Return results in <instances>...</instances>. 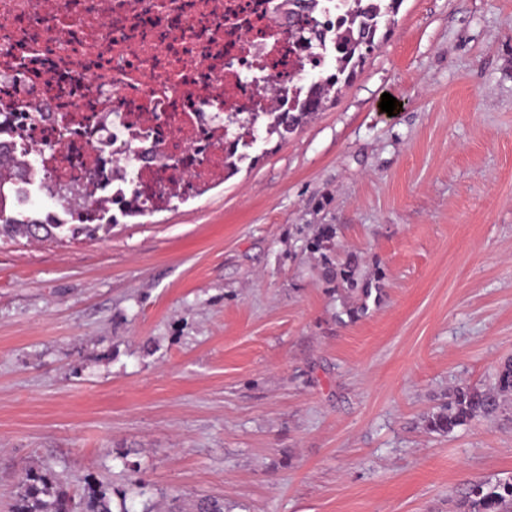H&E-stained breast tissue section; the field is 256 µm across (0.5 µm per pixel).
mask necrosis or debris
Returning <instances> with one entry per match:
<instances>
[{"label": "necrosis or debris", "mask_w": 512, "mask_h": 512, "mask_svg": "<svg viewBox=\"0 0 512 512\" xmlns=\"http://www.w3.org/2000/svg\"><path fill=\"white\" fill-rule=\"evenodd\" d=\"M288 0H0V143L143 207L215 181L241 130L299 105Z\"/></svg>", "instance_id": "4bbe7bcc"}]
</instances>
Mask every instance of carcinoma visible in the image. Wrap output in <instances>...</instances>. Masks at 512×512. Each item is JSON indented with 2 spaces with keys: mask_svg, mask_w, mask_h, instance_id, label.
<instances>
[{
  "mask_svg": "<svg viewBox=\"0 0 512 512\" xmlns=\"http://www.w3.org/2000/svg\"><path fill=\"white\" fill-rule=\"evenodd\" d=\"M297 10L289 18L288 28L295 37L304 40L316 35L323 26L314 14V8L306 0H297ZM401 0H357L360 14L368 20V27L354 23L336 37L334 71L324 70L325 58L315 56L314 77L304 101L295 109L277 112L273 125L266 130L285 140L313 115L323 110L326 104L337 98L342 86L348 84L356 74L367 53L376 45V40L388 36L392 16ZM24 168L20 158L6 160L0 164V240L18 237L28 240H48L59 235L75 238L80 235L93 237L99 231L109 229L116 221L107 216L110 199L91 193L82 196V190L68 185L52 186L50 193L57 200V208L65 213L86 209L95 215L92 224H60L50 213L42 217L25 216L6 209L4 201L14 181ZM336 229L328 224L310 242L312 252L319 254L327 275L336 282V298L342 301L344 313L349 320L356 321L368 314L369 302L380 301V282L384 278L381 270L373 273L369 280L360 274V261L349 258L331 262L333 239ZM512 416V357L501 362L495 370L493 381L486 386L468 383L457 384L448 390V399L424 416L427 429L437 434H448L456 428L475 420ZM118 497V510H113V497ZM127 492L116 494L103 483L89 476L80 498L68 491V482L63 475L49 469L31 468L25 472L20 488L11 504L10 512H131L126 505ZM456 512H512V479L495 483H474L467 495L455 505ZM165 512H228L224 500L201 496L194 500L191 509H186L177 496L167 503Z\"/></svg>",
  "mask_w": 512,
  "mask_h": 512,
  "instance_id": "carcinoma-1",
  "label": "carcinoma"
}]
</instances>
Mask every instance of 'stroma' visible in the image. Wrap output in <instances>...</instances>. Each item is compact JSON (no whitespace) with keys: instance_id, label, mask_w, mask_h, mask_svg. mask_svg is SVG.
I'll return each instance as SVG.
<instances>
[{"instance_id":"obj_1","label":"stroma","mask_w":512,"mask_h":512,"mask_svg":"<svg viewBox=\"0 0 512 512\" xmlns=\"http://www.w3.org/2000/svg\"><path fill=\"white\" fill-rule=\"evenodd\" d=\"M399 103L381 112L383 93ZM96 238L0 242V512L25 471L230 512H451L512 423L424 417L512 356V0H402L337 101ZM381 268L349 321L309 248ZM166 508L165 512H228L223 499L211 496L197 497L189 510H186L178 496H173Z\"/></svg>"}]
</instances>
